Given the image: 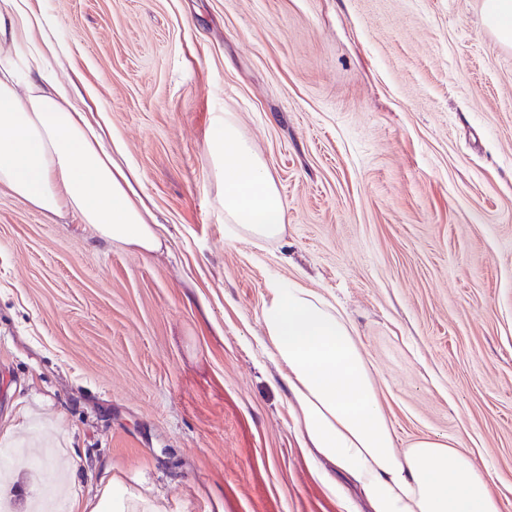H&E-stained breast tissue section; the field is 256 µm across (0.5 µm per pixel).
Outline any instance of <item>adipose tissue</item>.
I'll return each instance as SVG.
<instances>
[{"label": "adipose tissue", "mask_w": 512, "mask_h": 512, "mask_svg": "<svg viewBox=\"0 0 512 512\" xmlns=\"http://www.w3.org/2000/svg\"><path fill=\"white\" fill-rule=\"evenodd\" d=\"M68 55L41 0H0V185L44 214H78L100 239L158 251L164 238L143 177L94 106L96 90L57 75ZM206 151L225 224L256 240L280 237L283 199L232 113L217 118ZM269 293L264 332L286 372L299 441L359 484L369 512H500L487 474L454 442L427 436L396 450L366 360L332 305L298 286Z\"/></svg>", "instance_id": "obj_1"}]
</instances>
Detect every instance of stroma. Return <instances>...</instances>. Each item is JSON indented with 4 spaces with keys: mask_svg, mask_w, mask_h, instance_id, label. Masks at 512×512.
Returning <instances> with one entry per match:
<instances>
[{
    "mask_svg": "<svg viewBox=\"0 0 512 512\" xmlns=\"http://www.w3.org/2000/svg\"><path fill=\"white\" fill-rule=\"evenodd\" d=\"M143 175L144 255L0 186L11 512H368L299 449L263 334L298 283L353 329L396 448L457 442L512 512V47L483 0H44ZM237 118L286 209L233 236L205 143Z\"/></svg>",
    "mask_w": 512,
    "mask_h": 512,
    "instance_id": "obj_1",
    "label": "stroma"
}]
</instances>
